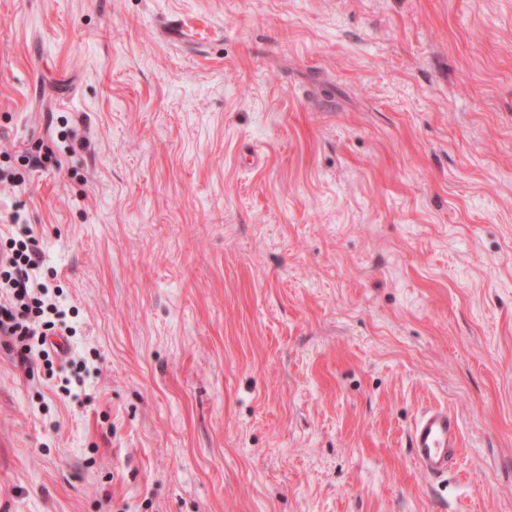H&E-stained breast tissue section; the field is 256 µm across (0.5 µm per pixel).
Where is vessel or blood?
Wrapping results in <instances>:
<instances>
[{"instance_id":"vessel-or-blood-1","label":"vessel or blood","mask_w":512,"mask_h":512,"mask_svg":"<svg viewBox=\"0 0 512 512\" xmlns=\"http://www.w3.org/2000/svg\"><path fill=\"white\" fill-rule=\"evenodd\" d=\"M461 431L458 419L447 409L431 408L415 419L408 447L415 465L430 477L447 474L458 459Z\"/></svg>"}]
</instances>
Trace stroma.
<instances>
[{
    "label": "stroma",
    "mask_w": 512,
    "mask_h": 512,
    "mask_svg": "<svg viewBox=\"0 0 512 512\" xmlns=\"http://www.w3.org/2000/svg\"><path fill=\"white\" fill-rule=\"evenodd\" d=\"M0 168V512H512V0H0ZM18 221V214H11L10 223L25 240L9 238V247L0 250V335L18 344L19 364L27 371L37 357L49 358L48 336H74L75 330L66 325L65 309L51 301L48 285L37 276L43 264L39 241ZM63 329L66 334L59 332ZM460 446L459 421L442 407L424 411L408 434V448L415 465L431 478L448 473L457 462Z\"/></svg>",
    "instance_id": "obj_1"
}]
</instances>
